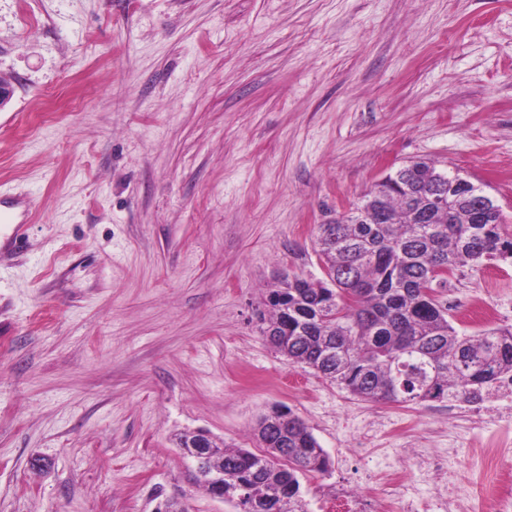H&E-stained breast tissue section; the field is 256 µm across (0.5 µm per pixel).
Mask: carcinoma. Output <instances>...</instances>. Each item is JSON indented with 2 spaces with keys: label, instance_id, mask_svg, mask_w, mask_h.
Masks as SVG:
<instances>
[{
  "label": "carcinoma",
  "instance_id": "1",
  "mask_svg": "<svg viewBox=\"0 0 512 512\" xmlns=\"http://www.w3.org/2000/svg\"><path fill=\"white\" fill-rule=\"evenodd\" d=\"M325 279L286 275L265 297L258 333L288 363L373 403L482 400L512 377V327L459 331L431 289L454 271L512 260V234L490 218L459 171L412 161L362 195L348 221L317 225ZM248 448H212L211 471L237 512H308L299 477L330 458L309 426L282 406L259 418Z\"/></svg>",
  "mask_w": 512,
  "mask_h": 512
}]
</instances>
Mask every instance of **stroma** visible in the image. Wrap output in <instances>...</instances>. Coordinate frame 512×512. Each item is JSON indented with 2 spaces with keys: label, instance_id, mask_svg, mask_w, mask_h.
<instances>
[{
  "label": "stroma",
  "instance_id": "stroma-1",
  "mask_svg": "<svg viewBox=\"0 0 512 512\" xmlns=\"http://www.w3.org/2000/svg\"><path fill=\"white\" fill-rule=\"evenodd\" d=\"M0 512H235L173 438L256 448L273 406L330 457L311 512L443 448L472 490L512 473L481 403L357 400L265 344L280 272L318 280L317 224L415 161L512 226V0H0ZM460 331L512 325V262L460 268ZM41 460L33 468L32 460Z\"/></svg>",
  "mask_w": 512,
  "mask_h": 512
}]
</instances>
